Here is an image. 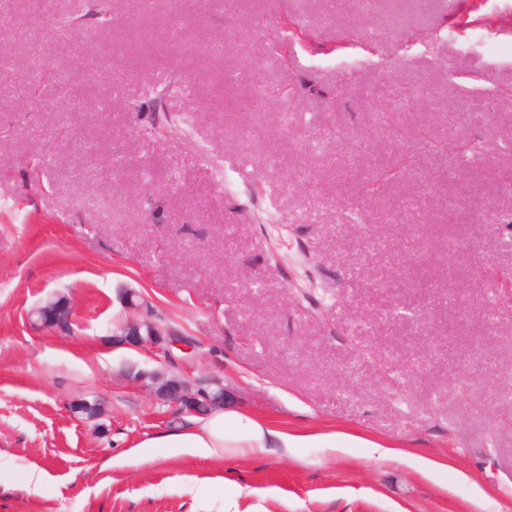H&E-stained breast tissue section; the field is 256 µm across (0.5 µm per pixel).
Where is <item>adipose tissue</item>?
<instances>
[{"label":"adipose tissue","mask_w":512,"mask_h":512,"mask_svg":"<svg viewBox=\"0 0 512 512\" xmlns=\"http://www.w3.org/2000/svg\"><path fill=\"white\" fill-rule=\"evenodd\" d=\"M351 433L335 437L291 433L268 421L245 414L231 405L212 410L205 416H185L178 428L156 433L142 440L145 448H167L175 455L209 457L220 452L265 453L279 449L282 455L298 448H332L337 442L354 441Z\"/></svg>","instance_id":"adipose-tissue-1"}]
</instances>
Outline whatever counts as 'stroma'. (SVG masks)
<instances>
[{
	"instance_id": "1",
	"label": "stroma",
	"mask_w": 512,
	"mask_h": 512,
	"mask_svg": "<svg viewBox=\"0 0 512 512\" xmlns=\"http://www.w3.org/2000/svg\"><path fill=\"white\" fill-rule=\"evenodd\" d=\"M110 6L106 33L88 8L79 33L60 30L32 0H9L0 25V512H224L230 497L238 512H512V301L486 309L495 279L471 287L474 266L512 267V0H210L178 44L168 0ZM284 18L310 42L272 50ZM287 88L333 138L284 124ZM169 111L185 131L143 138ZM470 134L488 149L462 167L439 144ZM403 152L402 180L363 198ZM421 192L422 210L401 208ZM386 251L405 262L390 286L414 322L373 290ZM123 288L194 356L112 344ZM59 293L70 331L33 326ZM168 369L223 380L228 403L289 431L358 439L286 457L138 449L179 418L128 373ZM80 399L99 400V421L71 415Z\"/></svg>"
}]
</instances>
